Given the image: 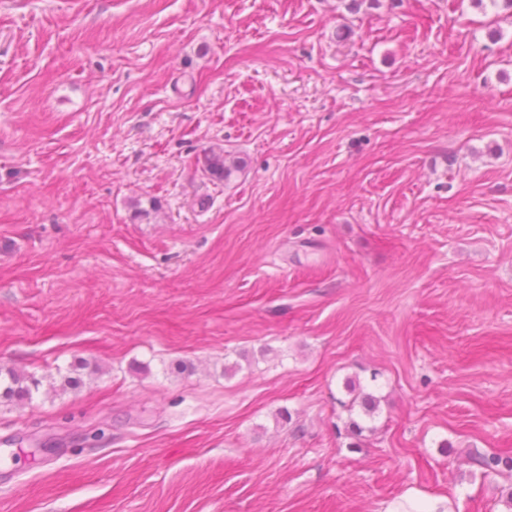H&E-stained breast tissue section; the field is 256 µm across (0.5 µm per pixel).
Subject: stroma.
<instances>
[{
  "mask_svg": "<svg viewBox=\"0 0 512 512\" xmlns=\"http://www.w3.org/2000/svg\"><path fill=\"white\" fill-rule=\"evenodd\" d=\"M11 370L0 512H512V11L0 0Z\"/></svg>",
  "mask_w": 512,
  "mask_h": 512,
  "instance_id": "1",
  "label": "stroma"
}]
</instances>
